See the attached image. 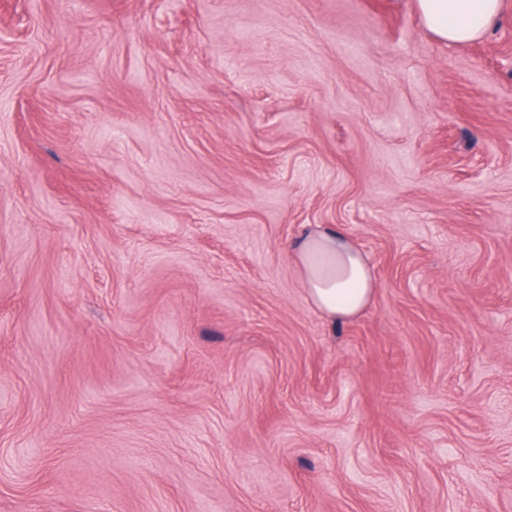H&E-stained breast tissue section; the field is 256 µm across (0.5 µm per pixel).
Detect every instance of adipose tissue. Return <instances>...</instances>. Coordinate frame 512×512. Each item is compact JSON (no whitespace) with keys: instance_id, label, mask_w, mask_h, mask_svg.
Returning a JSON list of instances; mask_svg holds the SVG:
<instances>
[{"instance_id":"1","label":"adipose tissue","mask_w":512,"mask_h":512,"mask_svg":"<svg viewBox=\"0 0 512 512\" xmlns=\"http://www.w3.org/2000/svg\"><path fill=\"white\" fill-rule=\"evenodd\" d=\"M426 29L451 44L481 38L499 16L501 0H417ZM309 300L327 319L357 315L371 300L375 282L361 252L336 231L304 236L294 247Z\"/></svg>"}]
</instances>
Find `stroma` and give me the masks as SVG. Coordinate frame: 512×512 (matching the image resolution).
<instances>
[{"instance_id": "1", "label": "stroma", "mask_w": 512, "mask_h": 512, "mask_svg": "<svg viewBox=\"0 0 512 512\" xmlns=\"http://www.w3.org/2000/svg\"><path fill=\"white\" fill-rule=\"evenodd\" d=\"M0 512H512V0H0ZM426 29L448 44L481 38L499 16L501 0H417ZM309 300L327 319L357 315L371 300L375 282L361 252L336 231L304 236L294 247Z\"/></svg>"}]
</instances>
